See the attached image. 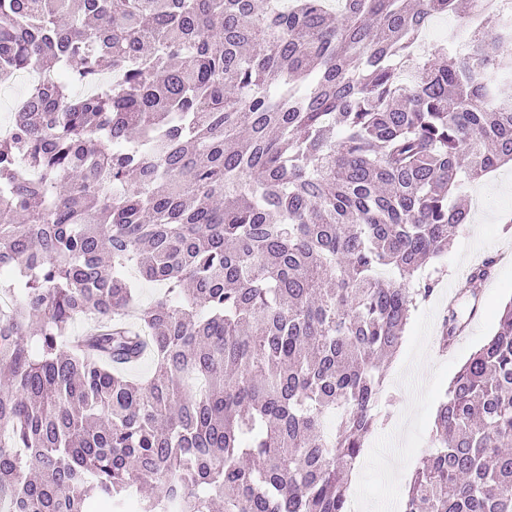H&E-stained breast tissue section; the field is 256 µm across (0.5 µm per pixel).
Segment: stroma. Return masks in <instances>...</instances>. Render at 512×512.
Masks as SVG:
<instances>
[{
  "mask_svg": "<svg viewBox=\"0 0 512 512\" xmlns=\"http://www.w3.org/2000/svg\"><path fill=\"white\" fill-rule=\"evenodd\" d=\"M461 194L477 217L464 224L447 253L433 261L440 281L437 292L413 311L401 346L383 365L380 425L367 439L348 488L357 512H394L401 506L405 479L431 450L435 414L451 379L493 334L501 308L512 300V168L465 183ZM490 256L497 262L478 284L476 297L463 296L457 303L460 318L469 319L473 309L477 318L469 319L466 337L455 349L438 354L432 343L447 306L445 293L456 286L464 267L481 265ZM389 457L396 458L403 483L385 480L381 464Z\"/></svg>",
  "mask_w": 512,
  "mask_h": 512,
  "instance_id": "35a3bbf8",
  "label": "stroma"
}]
</instances>
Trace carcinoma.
I'll list each match as a JSON object with an SVG mask.
<instances>
[{
	"instance_id": "1",
	"label": "carcinoma",
	"mask_w": 512,
	"mask_h": 512,
	"mask_svg": "<svg viewBox=\"0 0 512 512\" xmlns=\"http://www.w3.org/2000/svg\"><path fill=\"white\" fill-rule=\"evenodd\" d=\"M338 2L0 0V84L52 77L0 136V512H349L375 360L512 161V0ZM432 442L403 512H512V300Z\"/></svg>"
}]
</instances>
